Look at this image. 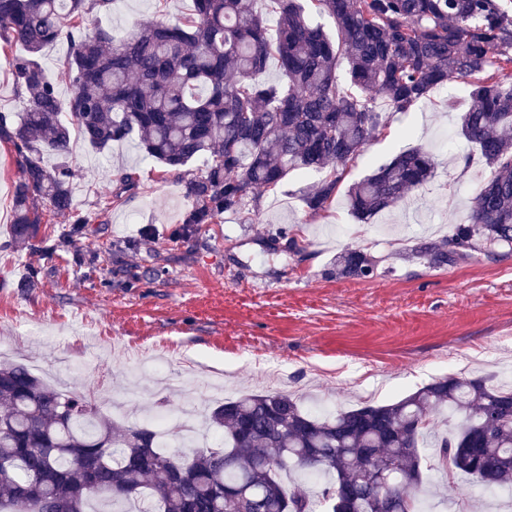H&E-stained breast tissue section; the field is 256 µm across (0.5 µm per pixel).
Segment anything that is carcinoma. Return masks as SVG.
I'll use <instances>...</instances> for the list:
<instances>
[{
    "label": "carcinoma",
    "instance_id": "1",
    "mask_svg": "<svg viewBox=\"0 0 512 512\" xmlns=\"http://www.w3.org/2000/svg\"><path fill=\"white\" fill-rule=\"evenodd\" d=\"M115 3L0 0V44L25 50L11 69L23 111H0V144L13 148L19 171L12 243L46 248L83 236L88 218L74 209L68 162L75 134L98 150L132 136L179 171L190 200L182 233L194 235L249 201L259 210V193L278 191L292 170L319 174L302 201L328 210L349 164L387 127L371 93L407 112L456 82L469 100L462 134L490 175L463 222L414 243L407 257L442 268L512 247V0H193L176 23L157 18L122 36L89 26ZM310 9L333 20L336 37L309 20ZM56 42L69 46L64 100L39 62ZM272 57L278 84L263 79ZM47 155L57 164L47 166ZM199 159L201 172L187 169ZM433 168L421 148L396 155L348 186L350 211L373 218ZM136 187L135 173L116 174L112 202ZM45 206L68 216L49 237L39 236ZM375 270L373 256L347 247L332 274L369 279ZM443 409L461 419L449 435L439 431ZM210 420L224 444L166 454L151 428L118 426L94 398L0 361V512H91L93 497L135 501L137 512H336L338 492L352 512H423L411 488L423 484L427 446L448 475L512 489V385L446 376L387 404L325 416L288 393H250L218 404ZM291 465L330 478L319 498L283 485L277 471Z\"/></svg>",
    "mask_w": 512,
    "mask_h": 512
}]
</instances>
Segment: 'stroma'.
Here are the masks:
<instances>
[{
	"instance_id": "obj_1",
	"label": "stroma",
	"mask_w": 512,
	"mask_h": 512,
	"mask_svg": "<svg viewBox=\"0 0 512 512\" xmlns=\"http://www.w3.org/2000/svg\"><path fill=\"white\" fill-rule=\"evenodd\" d=\"M192 10V0H116L102 23L121 35L138 21H178ZM465 110L451 82L409 111L388 113L385 135L352 163L349 182L416 147L432 154L434 176L369 222L341 194L329 211L309 214L300 195L318 175L293 171L278 192L262 195L259 211L227 213L189 241L174 236L188 206L180 175L130 140L99 151L75 138L73 203L91 218L76 247L97 253L90 274L62 253L11 244L18 170L10 147L0 146V336L12 360L57 389L90 394L126 426L145 423L161 402L174 424L185 403L204 419L225 399L281 387L309 411L368 397L388 403L446 375L504 384L512 249L441 269L406 256L419 239L447 236L487 172L460 136ZM126 169L140 173L137 188L103 207L113 176ZM280 228L299 249L276 237ZM349 246L375 258L373 278L330 276ZM120 263L139 273L137 283L115 276ZM424 480L428 512H512L472 478L431 470Z\"/></svg>"
}]
</instances>
